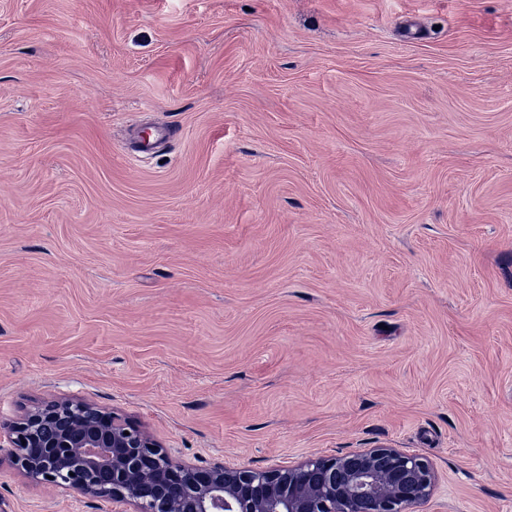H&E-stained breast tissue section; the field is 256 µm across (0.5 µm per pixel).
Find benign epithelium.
Segmentation results:
<instances>
[{
  "label": "benign epithelium",
  "mask_w": 512,
  "mask_h": 512,
  "mask_svg": "<svg viewBox=\"0 0 512 512\" xmlns=\"http://www.w3.org/2000/svg\"><path fill=\"white\" fill-rule=\"evenodd\" d=\"M0 440L29 479L116 512H409L434 486L429 462L398 448L268 470L188 467L137 425L69 398L34 408Z\"/></svg>",
  "instance_id": "1"
}]
</instances>
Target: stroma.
Instances as JSON below:
<instances>
[{"instance_id": "1", "label": "stroma", "mask_w": 512, "mask_h": 512, "mask_svg": "<svg viewBox=\"0 0 512 512\" xmlns=\"http://www.w3.org/2000/svg\"><path fill=\"white\" fill-rule=\"evenodd\" d=\"M60 397L512 512V0H0V425ZM0 512L112 504L0 447ZM153 130L142 132L135 136L134 151L142 157L152 155L167 139L170 128L167 125L153 126Z\"/></svg>"}]
</instances>
